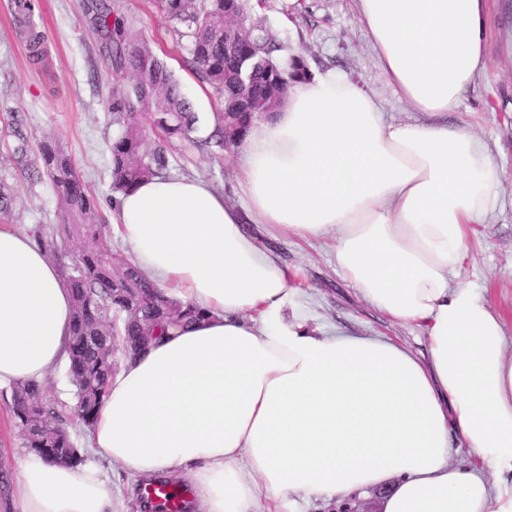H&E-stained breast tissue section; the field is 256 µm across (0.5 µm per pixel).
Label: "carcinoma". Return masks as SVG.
Listing matches in <instances>:
<instances>
[{
    "mask_svg": "<svg viewBox=\"0 0 512 512\" xmlns=\"http://www.w3.org/2000/svg\"><path fill=\"white\" fill-rule=\"evenodd\" d=\"M167 17L182 25L188 39V65L223 104L222 123L204 140L193 137L198 115L189 95L171 70L143 43H134L124 24L111 19L106 3L97 8L99 26L112 31L115 67L133 77L131 87L113 85L103 101L117 133L109 151L112 189L126 193L141 182L165 174L164 147L150 148L146 129L165 138L197 145L243 141L261 112L279 106L288 85L309 76L296 55L276 56L277 40L257 23L249 36L234 40L224 34V0H158ZM41 166L63 207V222L52 232L30 230L36 247L58 266L71 293L74 312L69 344L68 376L75 388L73 419L92 429L118 371L114 354L135 347L140 352L171 333L203 319V313L167 296L128 259L109 250L86 246L102 237L109 225L68 154L51 139L38 147ZM12 409L25 447L48 464L76 467L83 462L45 383L21 382L12 387Z\"/></svg>",
    "mask_w": 512,
    "mask_h": 512,
    "instance_id": "cac0c4a2",
    "label": "carcinoma"
}]
</instances>
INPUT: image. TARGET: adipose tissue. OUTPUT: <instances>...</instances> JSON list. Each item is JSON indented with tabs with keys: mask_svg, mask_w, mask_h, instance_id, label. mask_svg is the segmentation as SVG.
Here are the masks:
<instances>
[{
	"mask_svg": "<svg viewBox=\"0 0 512 512\" xmlns=\"http://www.w3.org/2000/svg\"><path fill=\"white\" fill-rule=\"evenodd\" d=\"M378 68L422 122L389 123L336 72L289 86L238 159L246 211L193 177L122 194L132 263L205 317L126 361L90 433L113 465L184 478L196 512H295L385 488L381 512H512V328L457 280L471 225L499 204L500 171L448 125L485 68L487 0H357ZM336 236L356 292L428 342L311 329L287 269L247 223ZM72 297L30 236L0 226V389L68 359ZM478 469L449 464L454 443ZM15 512H112L101 474L30 456Z\"/></svg>",
	"mask_w": 512,
	"mask_h": 512,
	"instance_id": "obj_1",
	"label": "adipose tissue"
}]
</instances>
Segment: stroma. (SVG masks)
Returning a JSON list of instances; mask_svg holds the SVG:
<instances>
[{"mask_svg":"<svg viewBox=\"0 0 512 512\" xmlns=\"http://www.w3.org/2000/svg\"><path fill=\"white\" fill-rule=\"evenodd\" d=\"M97 0H37L33 15L17 12L14 0H0V181L13 202L0 214V225L28 230L62 221L61 202L49 180L21 171L13 156L19 139L37 147L53 136L70 155L106 218H113L111 158L108 145L117 128L102 108L111 81L130 85L124 71L112 69L111 36L96 21ZM135 41L149 45L172 70L195 102L198 137H207L221 120L217 95L199 83L186 59L188 41L181 27L156 0H107ZM248 6L275 35L285 54L303 58L310 73L336 71L375 93L386 119L414 122V112L386 85L366 43L355 0H249ZM487 67L475 80L449 124L467 128L487 146L501 171L499 207L474 225L468 256L459 270L462 281L481 288L492 305L512 323V0H488ZM42 36L41 56L32 58V32ZM165 147L169 175L203 179L235 207L244 202L238 188V146L195 148L174 139ZM262 247L274 250L294 275V308L310 328L361 336H390L418 355L427 352L417 327L387 319L353 290L334 260V237L310 242L272 236L250 225ZM11 393L0 390V466L17 470L28 457L14 424ZM68 429L85 462L96 464L112 493L117 512L138 503L137 478L112 466L89 446V434L77 423Z\"/></svg>","mask_w":512,"mask_h":512,"instance_id":"1","label":"stroma"}]
</instances>
